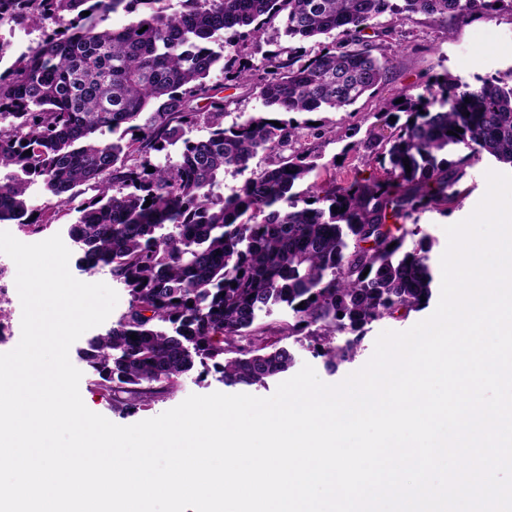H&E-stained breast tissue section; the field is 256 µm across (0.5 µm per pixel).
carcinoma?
Returning a JSON list of instances; mask_svg holds the SVG:
<instances>
[{"mask_svg": "<svg viewBox=\"0 0 512 512\" xmlns=\"http://www.w3.org/2000/svg\"><path fill=\"white\" fill-rule=\"evenodd\" d=\"M505 9L512 0H181L176 12L167 0H0V28L43 30L0 69V169L16 170L0 180V223L38 234L74 215L67 232L83 270L106 266L128 289L127 311L86 353L112 404L164 396L196 359L228 386L263 383L293 363L271 336L307 339L335 368L355 357L365 326L429 305L431 247H407L416 231L391 225L453 203L474 161L512 168V68L476 85L444 74L423 94L383 103L406 120L363 141L388 162L382 178L295 191L316 167L296 147L302 130H326L283 115L374 94L391 60L368 29L379 39L413 15ZM119 11L129 20L116 29L107 21ZM275 20L285 41L314 48L224 64L227 80L252 86L264 106L226 128L224 86L210 82L224 55L208 44L220 38L238 57ZM200 125L209 135L189 137ZM179 141L177 156L151 163ZM260 153L276 159L231 194L214 192L224 171ZM35 183L49 196L36 218L26 196ZM275 304L293 322L256 325Z\"/></svg>", "mask_w": 512, "mask_h": 512, "instance_id": "obj_1", "label": "carcinoma"}]
</instances>
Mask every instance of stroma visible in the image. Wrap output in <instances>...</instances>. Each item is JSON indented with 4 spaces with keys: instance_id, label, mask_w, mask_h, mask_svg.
<instances>
[{
    "instance_id": "1",
    "label": "stroma",
    "mask_w": 512,
    "mask_h": 512,
    "mask_svg": "<svg viewBox=\"0 0 512 512\" xmlns=\"http://www.w3.org/2000/svg\"><path fill=\"white\" fill-rule=\"evenodd\" d=\"M386 53L391 60L387 81L378 88L373 97L336 112H317V122L335 127V135L322 139L305 138L303 147L309 148L318 157V166L311 173L314 181L329 177L347 181L369 174H382L383 168L373 154L364 148L361 133L375 127L385 129L390 122L389 114L380 110L382 101L403 94H417L432 83L435 77L451 74L461 82L474 84L478 79L505 72L512 67V14L502 12L491 17L450 16L447 18L412 16L398 27L395 36L386 43ZM492 162L482 159L467 167L460 182L464 194L459 203L448 213L425 211L418 213L417 229L428 237L432 244L430 253L433 271H440V257L447 246L445 226L468 217L483 197L487 182L485 173L492 169ZM81 253L72 249L69 270L73 277L86 283L102 282L113 285L119 301L109 316L108 322L86 331L70 348L72 364L82 377L79 391L86 407L118 425H131L150 419L177 406L192 394L208 395L225 392L221 375L213 366L194 365L181 374L175 390L157 400L136 408L113 406L102 396L95 384L96 376L83 357L89 341L105 334L111 322L125 313L130 296L127 288L114 283L107 270L91 273L79 266ZM429 310L411 313L407 318H384L367 326L354 361L329 369L324 358L317 356L307 340L283 339L293 356L291 373H298L303 365H312L319 378L328 384L341 382L347 375L360 369L371 358L374 344L380 332L385 330L405 331L428 318Z\"/></svg>"
}]
</instances>
